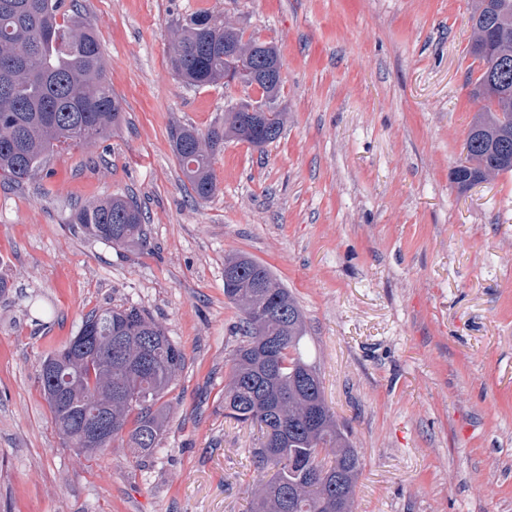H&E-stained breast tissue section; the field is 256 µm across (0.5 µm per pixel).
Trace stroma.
<instances>
[{
    "mask_svg": "<svg viewBox=\"0 0 512 512\" xmlns=\"http://www.w3.org/2000/svg\"><path fill=\"white\" fill-rule=\"evenodd\" d=\"M122 118L96 145L0 176V512H247L257 427L224 417L238 310L227 257L268 266L305 316L306 360L357 449L355 512H512V174L451 182L479 108L475 0H76ZM223 13L283 63L280 138L226 140L194 200L172 132L258 90L168 68L183 17ZM124 196L147 245L70 222ZM135 306L187 355L140 458L63 444L43 358L91 311Z\"/></svg>",
    "mask_w": 512,
    "mask_h": 512,
    "instance_id": "stroma-1",
    "label": "stroma"
}]
</instances>
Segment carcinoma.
<instances>
[{"label": "carcinoma", "mask_w": 512, "mask_h": 512, "mask_svg": "<svg viewBox=\"0 0 512 512\" xmlns=\"http://www.w3.org/2000/svg\"><path fill=\"white\" fill-rule=\"evenodd\" d=\"M472 56L482 65L473 82L481 106L463 146L464 161L451 171L461 191L494 173H512V61H497L496 48L512 46V0H477L471 15ZM280 58L276 46L213 11L194 12L179 23L167 57L185 84L205 87L258 67L259 58ZM283 82L259 84L260 105L274 110ZM95 32L65 0H0V172L22 185L44 171L58 150L108 138L120 120ZM258 128L246 112L224 110V123L201 133L178 128L174 150L191 196L216 191L212 160L234 138L262 150L283 130ZM70 223L83 233L115 244H146L145 217L134 202L110 196L75 210ZM234 278L224 295L240 312V345L224 386V417L262 432L254 449L258 467L272 471L256 484L252 512H354L360 456L326 403L316 366L301 350L302 310L266 265L245 253L228 258ZM80 336L48 353L41 363L42 390L51 388L45 366L64 367L58 383L65 402L50 406L59 432L82 448L87 418L104 410L112 441L140 457L151 456L166 428L158 402L186 365V354L165 329L137 307L93 311Z\"/></svg>", "instance_id": "1"}]
</instances>
